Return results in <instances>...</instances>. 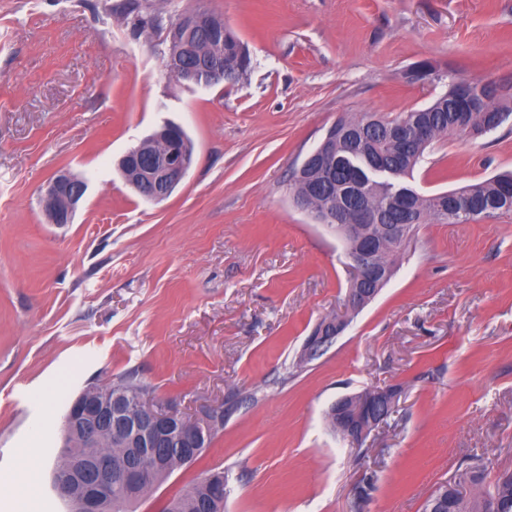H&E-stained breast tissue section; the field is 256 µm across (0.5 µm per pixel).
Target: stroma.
<instances>
[{
  "label": "stroma",
  "instance_id": "1",
  "mask_svg": "<svg viewBox=\"0 0 512 512\" xmlns=\"http://www.w3.org/2000/svg\"><path fill=\"white\" fill-rule=\"evenodd\" d=\"M198 6L247 46L239 82L166 76L163 26ZM156 10L162 27L139 30ZM423 61L512 88V0H0V472L23 470L28 512H70L52 489L64 417L129 373L188 416L224 409L135 512L212 469L224 512H424L463 471L512 472V212L420 225L379 295L299 361L349 272L343 241L294 205L293 173L337 120L445 93L409 79ZM167 122L195 162L153 202L117 161ZM510 170L512 118L436 139L411 184ZM62 171L87 191L60 228L39 197ZM389 387L397 411L362 447L329 430L338 398Z\"/></svg>",
  "mask_w": 512,
  "mask_h": 512
}]
</instances>
